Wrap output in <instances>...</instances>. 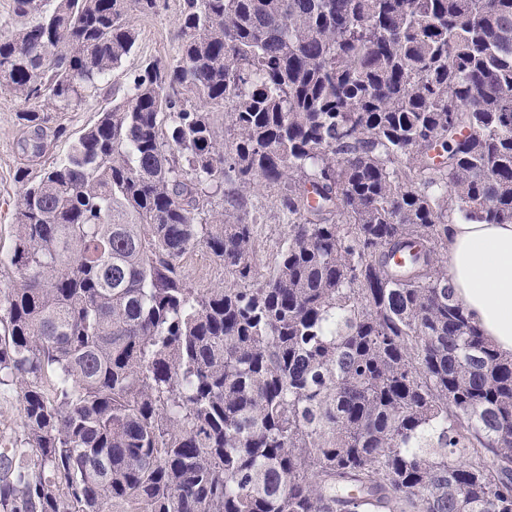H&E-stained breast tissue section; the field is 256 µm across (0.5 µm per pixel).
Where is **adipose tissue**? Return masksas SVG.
I'll use <instances>...</instances> for the list:
<instances>
[{
	"label": "adipose tissue",
	"instance_id": "obj_1",
	"mask_svg": "<svg viewBox=\"0 0 512 512\" xmlns=\"http://www.w3.org/2000/svg\"><path fill=\"white\" fill-rule=\"evenodd\" d=\"M445 255L456 298L482 334L512 354V224L452 218Z\"/></svg>",
	"mask_w": 512,
	"mask_h": 512
}]
</instances>
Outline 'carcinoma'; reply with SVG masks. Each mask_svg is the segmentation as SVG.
<instances>
[{
	"label": "carcinoma",
	"mask_w": 512,
	"mask_h": 512,
	"mask_svg": "<svg viewBox=\"0 0 512 512\" xmlns=\"http://www.w3.org/2000/svg\"><path fill=\"white\" fill-rule=\"evenodd\" d=\"M129 3L158 7L12 0L0 31L29 156L111 97L19 175L0 512H512V355L444 261L450 215L512 223V0H181L178 54L116 86ZM197 246L231 285H186ZM280 186L262 184L250 194L251 214L255 216L257 231V264L261 274L266 275L272 266L278 242L286 224L280 207ZM18 403L14 396L0 395V441L7 443L10 436L18 430Z\"/></svg>",
	"instance_id": "cac0c4a2"
}]
</instances>
